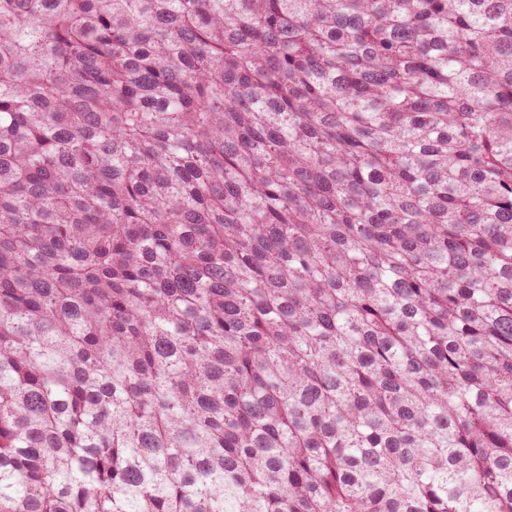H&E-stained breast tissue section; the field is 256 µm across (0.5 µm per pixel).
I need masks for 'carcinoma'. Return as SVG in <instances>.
<instances>
[{"mask_svg":"<svg viewBox=\"0 0 512 512\" xmlns=\"http://www.w3.org/2000/svg\"><path fill=\"white\" fill-rule=\"evenodd\" d=\"M0 512H512V0H0Z\"/></svg>","mask_w":512,"mask_h":512,"instance_id":"cac0c4a2","label":"carcinoma"}]
</instances>
